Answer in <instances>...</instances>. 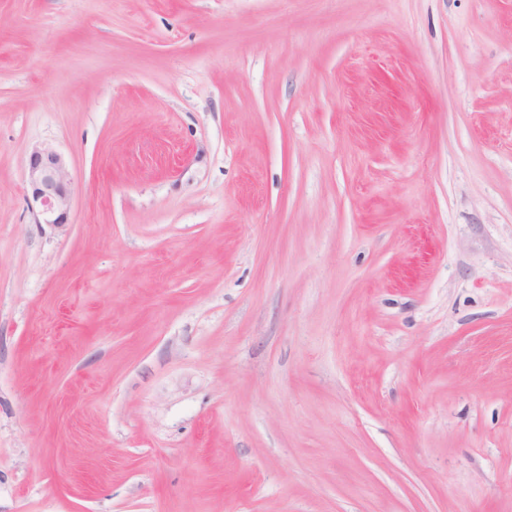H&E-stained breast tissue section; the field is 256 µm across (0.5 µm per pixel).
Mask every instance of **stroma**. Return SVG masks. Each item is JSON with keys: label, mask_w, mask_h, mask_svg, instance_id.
<instances>
[{"label": "stroma", "mask_w": 512, "mask_h": 512, "mask_svg": "<svg viewBox=\"0 0 512 512\" xmlns=\"http://www.w3.org/2000/svg\"><path fill=\"white\" fill-rule=\"evenodd\" d=\"M0 512H512V0H0ZM29 201L38 207L41 224H68L72 210L71 173L65 157L52 147H36L26 164Z\"/></svg>", "instance_id": "stroma-1"}]
</instances>
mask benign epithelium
Listing matches in <instances>:
<instances>
[{
    "instance_id": "1",
    "label": "benign epithelium",
    "mask_w": 512,
    "mask_h": 512,
    "mask_svg": "<svg viewBox=\"0 0 512 512\" xmlns=\"http://www.w3.org/2000/svg\"><path fill=\"white\" fill-rule=\"evenodd\" d=\"M30 203L39 209L42 223H69L72 210L71 173L65 157L52 147H36L26 164Z\"/></svg>"
}]
</instances>
